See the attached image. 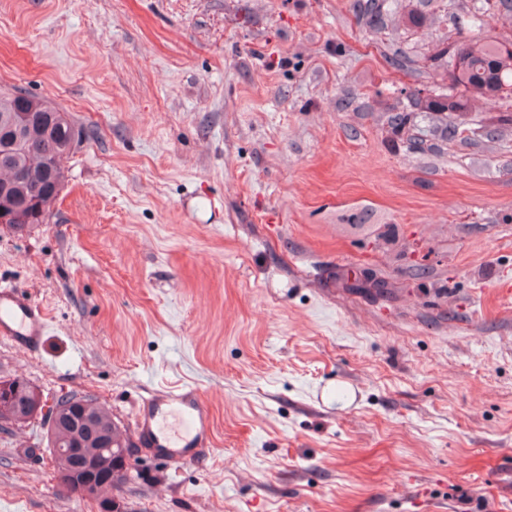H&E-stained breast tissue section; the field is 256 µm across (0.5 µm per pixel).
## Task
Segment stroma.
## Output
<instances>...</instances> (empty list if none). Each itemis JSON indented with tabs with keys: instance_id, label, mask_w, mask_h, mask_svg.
<instances>
[{
	"instance_id": "1",
	"label": "stroma",
	"mask_w": 512,
	"mask_h": 512,
	"mask_svg": "<svg viewBox=\"0 0 512 512\" xmlns=\"http://www.w3.org/2000/svg\"><path fill=\"white\" fill-rule=\"evenodd\" d=\"M474 10L512 41L497 0H400L379 31L358 0H0V89L81 132L46 223L0 228V281L51 325L0 341V381L128 431L173 381L210 413L197 460L136 452L122 512H512V101L428 151L386 123L430 83L389 56ZM45 412L0 428V512H100Z\"/></svg>"
}]
</instances>
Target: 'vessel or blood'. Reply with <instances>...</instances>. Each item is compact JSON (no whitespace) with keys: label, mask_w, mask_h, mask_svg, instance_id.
Masks as SVG:
<instances>
[{"label":"vessel or blood","mask_w":512,"mask_h":512,"mask_svg":"<svg viewBox=\"0 0 512 512\" xmlns=\"http://www.w3.org/2000/svg\"><path fill=\"white\" fill-rule=\"evenodd\" d=\"M49 330L44 308L25 290L0 282V340L39 352ZM142 448L160 463L193 461L210 443L209 411L198 392L183 383L147 390L135 413Z\"/></svg>","instance_id":"1"}]
</instances>
